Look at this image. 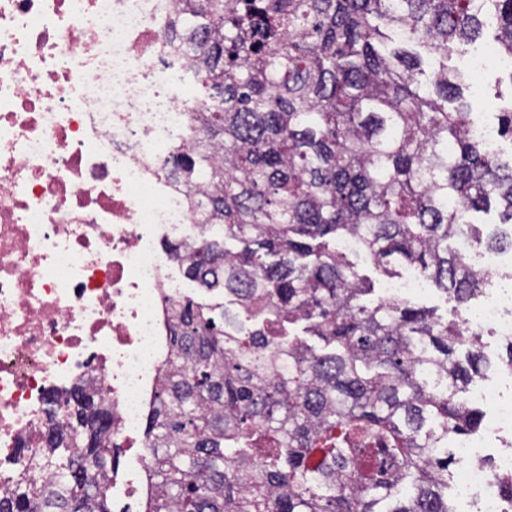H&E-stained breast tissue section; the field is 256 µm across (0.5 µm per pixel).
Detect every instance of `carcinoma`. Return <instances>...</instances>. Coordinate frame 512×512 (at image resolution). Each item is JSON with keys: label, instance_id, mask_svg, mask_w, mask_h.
<instances>
[{"label": "carcinoma", "instance_id": "1", "mask_svg": "<svg viewBox=\"0 0 512 512\" xmlns=\"http://www.w3.org/2000/svg\"><path fill=\"white\" fill-rule=\"evenodd\" d=\"M171 33L201 88L189 193L206 192L184 275L227 303L183 297L147 425L149 512H454L448 439L482 428L459 393L486 377L482 333L401 299L371 305L336 250L387 276L412 266L463 311L489 287L455 243L512 247L467 220L512 225V157L470 134L468 71L449 65L485 27L512 59V0H178ZM512 140V90H498ZM238 249L229 251L225 241ZM304 321L318 349L284 324ZM61 480L16 483L0 512H109L112 414L76 387Z\"/></svg>", "mask_w": 512, "mask_h": 512}]
</instances>
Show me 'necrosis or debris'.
Returning a JSON list of instances; mask_svg holds the SVG:
<instances>
[{
	"mask_svg": "<svg viewBox=\"0 0 512 512\" xmlns=\"http://www.w3.org/2000/svg\"><path fill=\"white\" fill-rule=\"evenodd\" d=\"M176 0H0V499L18 480L67 471L41 464L67 423L75 386L112 408L121 457L143 436L170 354L182 293L169 247L202 238L203 195L189 197L171 148L191 146L192 95L174 85L191 56L166 36ZM468 325L512 338V294L469 307ZM512 398L486 434L456 439L453 486L471 512H512L499 496L512 450ZM113 477L115 512H146L150 455Z\"/></svg>",
	"mask_w": 512,
	"mask_h": 512,
	"instance_id": "necrosis-or-debris-1",
	"label": "necrosis or debris"
}]
</instances>
